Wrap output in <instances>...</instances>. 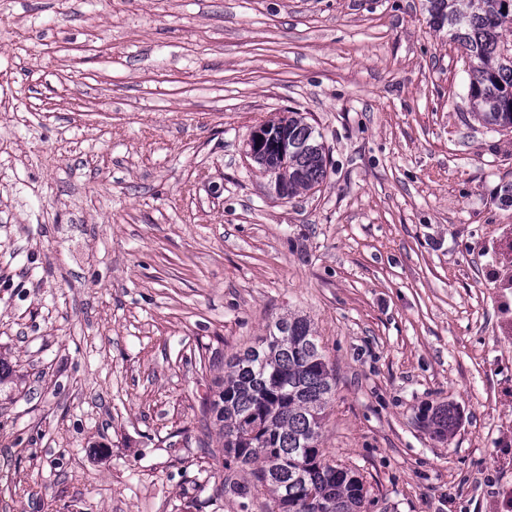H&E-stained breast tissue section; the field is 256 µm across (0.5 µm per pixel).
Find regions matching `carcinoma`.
<instances>
[{
	"label": "carcinoma",
	"mask_w": 512,
	"mask_h": 512,
	"mask_svg": "<svg viewBox=\"0 0 512 512\" xmlns=\"http://www.w3.org/2000/svg\"><path fill=\"white\" fill-rule=\"evenodd\" d=\"M429 23L448 30L470 63L468 104L483 124L512 128V0H427ZM288 154L277 146L254 163L280 181L288 195L315 189L327 177L316 129L301 113L280 118ZM334 394L332 369L303 316L287 315L268 334L229 361L210 403L224 438L222 466L249 467L254 485L269 494L266 512H361L367 491L356 470L326 457L319 446ZM450 406L431 416L435 434L456 425Z\"/></svg>",
	"instance_id": "1"
}]
</instances>
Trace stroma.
I'll use <instances>...</instances> for the list:
<instances>
[{"instance_id": "1", "label": "stroma", "mask_w": 512, "mask_h": 512, "mask_svg": "<svg viewBox=\"0 0 512 512\" xmlns=\"http://www.w3.org/2000/svg\"><path fill=\"white\" fill-rule=\"evenodd\" d=\"M468 86L426 0H0V512H265L205 402L288 314L363 512H512V129ZM286 109L329 176L282 199L243 143Z\"/></svg>"}]
</instances>
